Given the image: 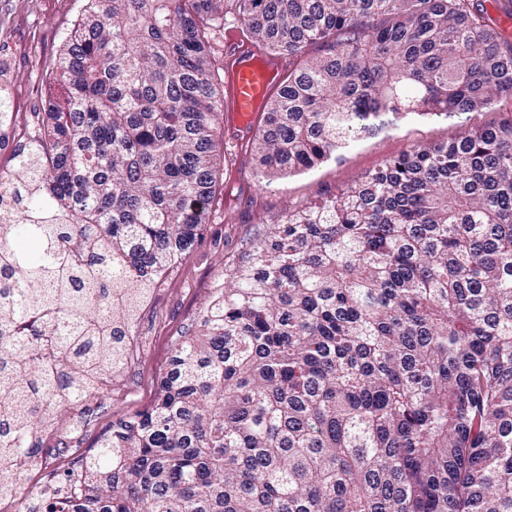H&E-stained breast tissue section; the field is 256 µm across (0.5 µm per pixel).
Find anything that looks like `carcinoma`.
Instances as JSON below:
<instances>
[{"label": "carcinoma", "instance_id": "1", "mask_svg": "<svg viewBox=\"0 0 512 512\" xmlns=\"http://www.w3.org/2000/svg\"><path fill=\"white\" fill-rule=\"evenodd\" d=\"M0 222V493L32 434L107 391L224 168L238 29L288 59L262 178L416 118L512 101V0H88ZM14 113L0 97V140ZM43 512H512V107L414 144L224 265L146 411Z\"/></svg>", "mask_w": 512, "mask_h": 512}]
</instances>
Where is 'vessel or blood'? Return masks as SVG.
<instances>
[{
    "instance_id": "1",
    "label": "vessel or blood",
    "mask_w": 512,
    "mask_h": 512,
    "mask_svg": "<svg viewBox=\"0 0 512 512\" xmlns=\"http://www.w3.org/2000/svg\"><path fill=\"white\" fill-rule=\"evenodd\" d=\"M224 137L227 146L242 148L262 121L261 103L281 90L287 77L280 55L243 40L236 32L224 35Z\"/></svg>"
}]
</instances>
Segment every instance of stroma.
Here are the masks:
<instances>
[{"instance_id": "stroma-1", "label": "stroma", "mask_w": 512, "mask_h": 512, "mask_svg": "<svg viewBox=\"0 0 512 512\" xmlns=\"http://www.w3.org/2000/svg\"><path fill=\"white\" fill-rule=\"evenodd\" d=\"M86 7L87 0H0V89L8 92L16 112L14 131L0 143V179L15 177L18 154L28 151L37 137V114L50 91L62 40ZM500 116L495 108L470 116L404 121L358 141L340 160L306 174L271 179L261 190L254 162L246 160L245 178H230V195L217 196L189 254L153 289L135 326L125 372L113 378L102 397L60 410L56 423L39 434L24 491L7 504V512H29L50 474L92 454L113 422L151 407L175 347L195 330L214 288L224 281L225 262L237 259L246 240L299 205L341 193L414 143L450 141L470 126L490 124Z\"/></svg>"}]
</instances>
